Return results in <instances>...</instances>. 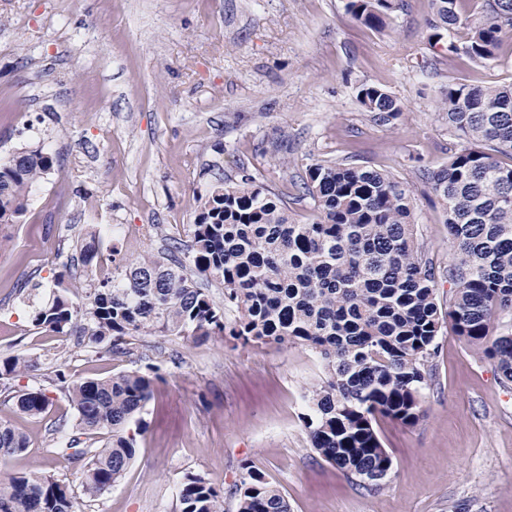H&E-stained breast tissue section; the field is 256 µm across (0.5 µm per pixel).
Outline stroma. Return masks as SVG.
I'll return each mask as SVG.
<instances>
[{"instance_id": "obj_1", "label": "stroma", "mask_w": 512, "mask_h": 512, "mask_svg": "<svg viewBox=\"0 0 512 512\" xmlns=\"http://www.w3.org/2000/svg\"><path fill=\"white\" fill-rule=\"evenodd\" d=\"M346 0H0V162L21 149L51 154L20 222L0 224V358L21 354L46 389V414L0 419L29 437L0 475L38 469L79 487L54 443L75 412L54 382L106 378L147 363L163 379L143 413L144 434L123 478L85 512H178L185 475L224 495L247 470L287 497L291 512H512V383L462 339L436 340L424 413L384 419L391 460L381 489L353 483L311 448L307 394L322 375L304 347L200 343L142 336L140 355L33 326L55 276L83 278L77 244L95 228L104 259L132 261L186 238L216 178L249 175L312 221L298 186L307 166L332 161L390 173L415 199L417 230L439 264L448 226L424 171L448 157L452 132L435 103L448 83L512 82V52L477 64L431 46L429 0H403L385 29L356 23ZM399 99L395 125L374 122L356 89Z\"/></svg>"}]
</instances>
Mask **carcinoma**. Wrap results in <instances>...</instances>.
<instances>
[{"label":"carcinoma","instance_id":"obj_1","mask_svg":"<svg viewBox=\"0 0 512 512\" xmlns=\"http://www.w3.org/2000/svg\"><path fill=\"white\" fill-rule=\"evenodd\" d=\"M401 0H347L360 24L382 29ZM467 0H431L429 40L465 28L464 42L446 45L452 56L486 63L512 37V0H483L474 20ZM356 98L373 120L388 125L402 104L382 86L364 84ZM438 110L462 145L427 173L447 215L453 247L439 267L420 241L410 190L390 173L336 162L306 167L302 195L319 218L294 221L273 190L251 178L218 184L201 203L188 241H173L155 255L112 265L97 276L96 240L82 245L80 261L94 281L88 308L70 294L81 284L60 274L53 298L35 309V327L59 336H87L114 356H132L136 336H175L198 342L222 336L233 344L303 346L324 377L308 396L306 428L312 447L349 480L382 486L391 458L376 429L381 419L415 424L423 389L432 376L443 328L480 351L512 382V332L496 322L512 317V83L471 87L450 84ZM52 161L39 149L0 162V224H13L28 206L33 185ZM224 288V305L200 280ZM451 297H437L438 280ZM237 316L229 321L224 312ZM35 362L14 355L0 361V388L32 376ZM162 379L160 366L120 371L108 378L57 382L77 415L75 433L57 447L82 471L81 494L41 471L0 477V512H83L82 503L112 490L136 454L130 424ZM16 412L38 417L50 399L42 385L13 396ZM27 434L0 419V458L28 447ZM236 512H291L283 493L253 472L235 486ZM181 512H224V496L195 474L179 492Z\"/></svg>","mask_w":512,"mask_h":512}]
</instances>
